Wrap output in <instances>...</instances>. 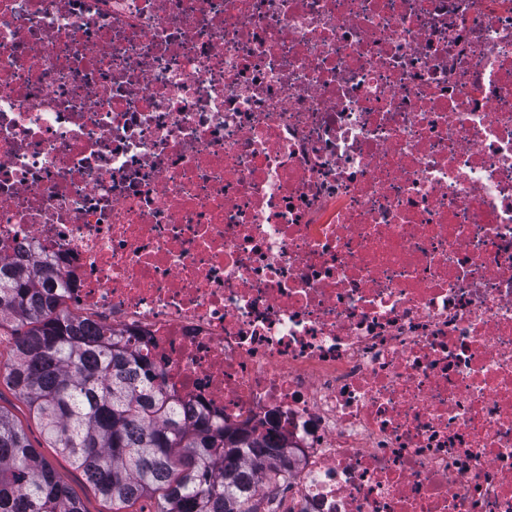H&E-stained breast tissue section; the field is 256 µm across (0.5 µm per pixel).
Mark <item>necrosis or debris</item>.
<instances>
[{"instance_id":"4bbe7bcc","label":"necrosis or debris","mask_w":512,"mask_h":512,"mask_svg":"<svg viewBox=\"0 0 512 512\" xmlns=\"http://www.w3.org/2000/svg\"><path fill=\"white\" fill-rule=\"evenodd\" d=\"M288 459L277 512H512V0H0V262Z\"/></svg>"}]
</instances>
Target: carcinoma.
I'll list each match as a JSON object with an SVG mask.
<instances>
[{"label":"carcinoma","mask_w":512,"mask_h":512,"mask_svg":"<svg viewBox=\"0 0 512 512\" xmlns=\"http://www.w3.org/2000/svg\"><path fill=\"white\" fill-rule=\"evenodd\" d=\"M0 262V317L12 324L0 381L27 405L44 439L115 506L156 500L155 512H274L284 478L269 467L260 493L244 470L278 450L245 429L182 417L133 336L90 328L58 308L45 276ZM0 512H85L81 501L0 408Z\"/></svg>","instance_id":"cac0c4a2"}]
</instances>
